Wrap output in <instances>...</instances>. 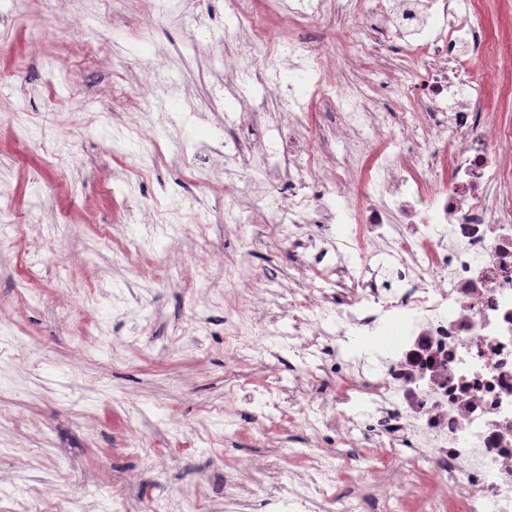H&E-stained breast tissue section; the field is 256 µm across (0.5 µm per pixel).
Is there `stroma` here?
Returning a JSON list of instances; mask_svg holds the SVG:
<instances>
[{
  "label": "stroma",
  "mask_w": 512,
  "mask_h": 512,
  "mask_svg": "<svg viewBox=\"0 0 512 512\" xmlns=\"http://www.w3.org/2000/svg\"><path fill=\"white\" fill-rule=\"evenodd\" d=\"M489 54L488 93L512 126V84L499 82L502 38L512 37V0H475ZM0 0V512H55L75 498L95 512H139L176 496L182 512H222L225 495L253 512L247 480L226 460L260 461L267 485L288 494V454L306 436L273 430L253 438L264 397L221 414L228 378L253 364L224 351L229 330L221 295L225 267L245 265L260 284L281 288L301 271L291 248L272 249L267 225L248 240L221 222L220 188L203 165L222 137L249 148L265 142L253 122L221 123L258 95L249 81L229 93L221 57L233 25L227 0ZM153 17L150 38L137 34ZM368 16H332L307 38L332 35L345 48ZM208 24L215 40L190 45ZM107 61L87 69L99 44ZM127 101L114 116L112 88ZM55 100L48 110L47 100ZM25 111L19 128L10 113ZM182 116L171 127V116ZM150 118L163 146L149 158L135 131ZM193 216L187 233L150 236L148 224ZM37 223L33 246L11 242L16 224ZM103 337L83 336L80 318ZM108 468L111 495L99 481ZM50 485L53 496L35 487Z\"/></svg>",
  "instance_id": "1"
}]
</instances>
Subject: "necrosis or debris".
Here are the masks:
<instances>
[{"label":"necrosis or debris","mask_w":512,"mask_h":512,"mask_svg":"<svg viewBox=\"0 0 512 512\" xmlns=\"http://www.w3.org/2000/svg\"><path fill=\"white\" fill-rule=\"evenodd\" d=\"M383 24L363 37L400 43L407 64L386 94L407 99L420 139L360 87L334 91L343 137L370 151L369 198L353 199L357 169L322 143L309 102L284 111L255 98L246 114L287 148L259 146L261 178L240 187L236 143L209 146L225 207L239 229L254 219L284 239L301 225L348 224L344 238L308 235L293 324L283 343L303 364L300 386L274 377L264 393L270 426L308 432L295 449L304 480L290 496L265 493L258 512H512V170L502 163L512 128L486 98L478 59L487 43L474 0H374ZM235 76L262 88L288 70L328 94L327 49L308 39L270 42L256 0H232ZM312 25L332 4L265 0ZM355 251L350 265L341 251ZM243 333L224 346L263 357L272 331L241 304Z\"/></svg>","instance_id":"4bbe7bcc"}]
</instances>
